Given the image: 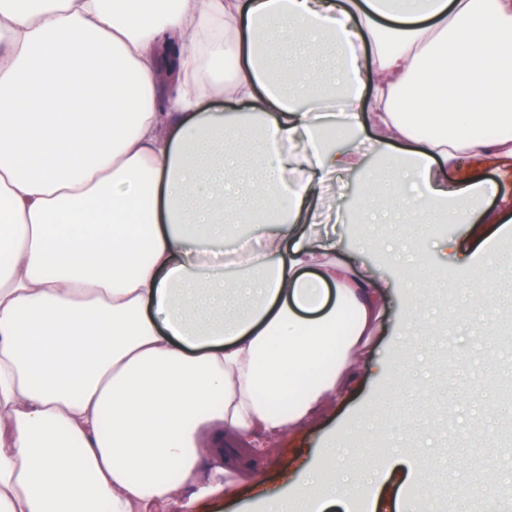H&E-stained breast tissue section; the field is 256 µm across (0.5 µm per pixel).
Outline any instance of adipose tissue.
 Masks as SVG:
<instances>
[{
	"instance_id": "adipose-tissue-1",
	"label": "adipose tissue",
	"mask_w": 512,
	"mask_h": 512,
	"mask_svg": "<svg viewBox=\"0 0 512 512\" xmlns=\"http://www.w3.org/2000/svg\"><path fill=\"white\" fill-rule=\"evenodd\" d=\"M367 126L358 210L464 225L415 268L467 239L499 275L512 196L437 171L512 172V0H0V512L210 496L225 437L348 390L385 297L320 204ZM471 173L480 176L488 185H494L498 188L497 195L489 194L487 196L486 205L495 207L499 195L502 193L512 194V178L504 180L500 177L495 166L480 161L474 163L467 159L462 161L461 168L448 167V186L456 187L462 185Z\"/></svg>"
}]
</instances>
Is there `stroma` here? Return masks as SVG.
Segmentation results:
<instances>
[{"mask_svg": "<svg viewBox=\"0 0 512 512\" xmlns=\"http://www.w3.org/2000/svg\"><path fill=\"white\" fill-rule=\"evenodd\" d=\"M473 173L498 188L487 196L488 206L496 205L499 194H512V178L502 179L495 166L467 159L449 169L448 184L462 185ZM362 181V172L342 174L328 200L343 209L336 226L338 251L345 260L367 266L387 298L373 362L360 368L355 392L330 400L317 424L272 439H240L246 469L221 475L222 488L211 499L182 493L178 512H262L266 497L286 499L297 485L317 489L345 479L365 486L363 512H408L415 493L400 505L383 484L385 465L400 453L427 457L417 480L438 512H455L461 504L468 512H512V503H494L491 491L479 485L492 470L500 486H512V272L487 283L498 295L494 310L456 317L466 297L440 286L464 274L454 254L431 251L429 264L438 280L409 283L402 280L395 256L353 251L351 222ZM416 297L424 300L417 317L420 337L406 347L401 330ZM333 437L343 439L344 447L329 448ZM474 484L478 494L457 496V489Z\"/></svg>", "mask_w": 512, "mask_h": 512, "instance_id": "stroma-1", "label": "stroma"}]
</instances>
